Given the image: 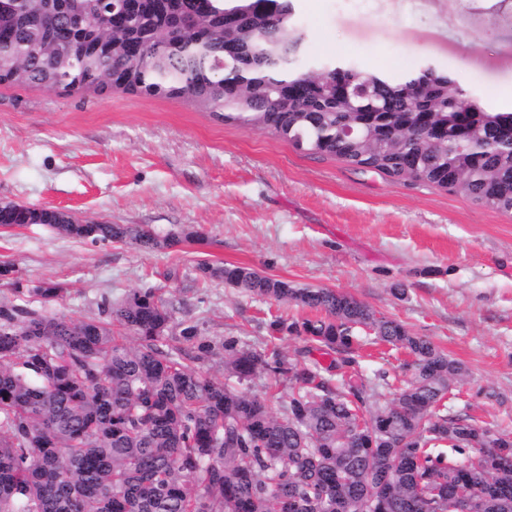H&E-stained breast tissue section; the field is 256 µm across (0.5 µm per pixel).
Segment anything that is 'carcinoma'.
<instances>
[{
	"instance_id": "carcinoma-1",
	"label": "carcinoma",
	"mask_w": 512,
	"mask_h": 512,
	"mask_svg": "<svg viewBox=\"0 0 512 512\" xmlns=\"http://www.w3.org/2000/svg\"><path fill=\"white\" fill-rule=\"evenodd\" d=\"M125 4L90 52L46 41L49 0H0V71L47 89L188 98L310 154L512 213V112L434 66L392 79L356 62L313 64L293 0ZM99 8L69 0L63 23L79 39ZM24 217L0 207L1 226ZM44 218L77 240L179 243L139 225L64 224L53 209ZM199 270L323 313L269 328L336 358L325 367L234 338L217 347L192 326L171 336L151 288L103 303L98 319L47 314L27 298L48 304L62 288H24L0 266L23 301L0 305V512H448V497L467 490L475 512H512V436L472 461L490 428L448 416L462 369L428 338L335 290L233 264ZM363 331L408 352L399 373L360 372ZM220 362L222 381L210 374ZM272 384L288 386L277 412ZM382 388L394 390L384 403Z\"/></svg>"
}]
</instances>
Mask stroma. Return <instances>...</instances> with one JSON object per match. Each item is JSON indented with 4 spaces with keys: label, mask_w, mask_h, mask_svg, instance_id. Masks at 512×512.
Here are the masks:
<instances>
[{
    "label": "stroma",
    "mask_w": 512,
    "mask_h": 512,
    "mask_svg": "<svg viewBox=\"0 0 512 512\" xmlns=\"http://www.w3.org/2000/svg\"><path fill=\"white\" fill-rule=\"evenodd\" d=\"M309 59L352 60L402 77L424 63L504 110L512 10L498 0H296ZM54 207L84 222L149 226L180 244L144 251L44 224L0 226V264L28 287L58 284L48 312L98 317L153 287L170 334L233 336L290 359L272 317L310 310L252 297L198 266L235 264L302 288L352 295L404 323L463 369L449 415L512 433V215L432 185L358 171L270 131L224 124L185 98L0 84V204ZM407 293H392L397 284ZM500 401L489 400V392Z\"/></svg>",
    "instance_id": "35a3bbf8"
}]
</instances>
